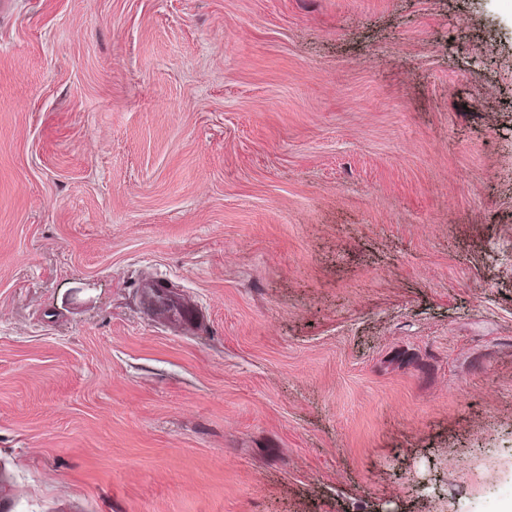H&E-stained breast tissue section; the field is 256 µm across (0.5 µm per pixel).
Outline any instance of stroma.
Returning a JSON list of instances; mask_svg holds the SVG:
<instances>
[{
    "mask_svg": "<svg viewBox=\"0 0 512 512\" xmlns=\"http://www.w3.org/2000/svg\"><path fill=\"white\" fill-rule=\"evenodd\" d=\"M0 469L11 512H507L512 0H12Z\"/></svg>",
    "mask_w": 512,
    "mask_h": 512,
    "instance_id": "stroma-1",
    "label": "stroma"
}]
</instances>
